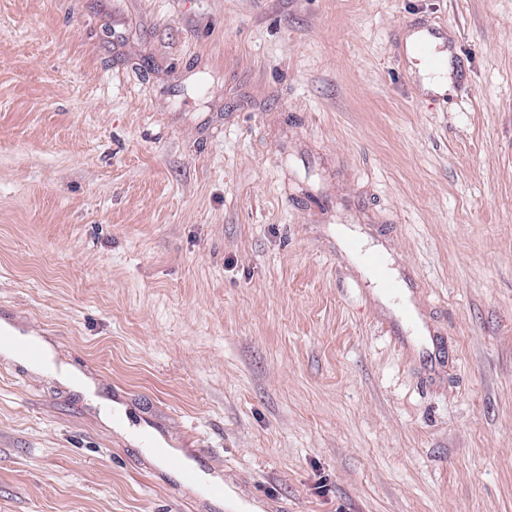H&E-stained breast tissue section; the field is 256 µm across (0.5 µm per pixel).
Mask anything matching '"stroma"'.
Here are the masks:
<instances>
[{"mask_svg":"<svg viewBox=\"0 0 512 512\" xmlns=\"http://www.w3.org/2000/svg\"><path fill=\"white\" fill-rule=\"evenodd\" d=\"M0 318V512H512V0H0ZM417 33H420V36L418 38L419 43V53L432 65L437 64L439 67H448V75L440 74L439 72H428L425 70V83L427 84V87L431 89L432 91L443 93L447 86L448 90L451 88V79H450V72H449V66L447 64V61L437 62V58L435 55V50L433 49L434 43L441 37L432 29H424L420 30ZM448 76V77H447ZM1 324L3 328L9 329L12 332L11 334L9 331L0 328V346L8 343L10 341V336L13 339V345L11 347L3 348V353L6 356L38 369L52 367V354L50 348L46 344H44L43 341V357L38 361H33L25 355V348L31 337L21 335L20 332L11 323L5 320H3Z\"/></svg>","mask_w":512,"mask_h":512,"instance_id":"35a3bbf8","label":"stroma"}]
</instances>
